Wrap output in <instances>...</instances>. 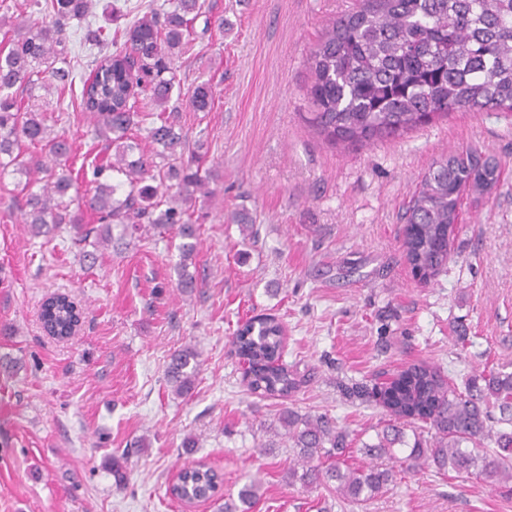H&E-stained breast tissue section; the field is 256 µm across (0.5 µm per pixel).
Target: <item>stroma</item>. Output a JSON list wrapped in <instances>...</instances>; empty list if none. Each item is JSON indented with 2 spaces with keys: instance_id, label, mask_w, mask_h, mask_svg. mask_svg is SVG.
Segmentation results:
<instances>
[{
  "instance_id": "stroma-1",
  "label": "stroma",
  "mask_w": 512,
  "mask_h": 512,
  "mask_svg": "<svg viewBox=\"0 0 512 512\" xmlns=\"http://www.w3.org/2000/svg\"><path fill=\"white\" fill-rule=\"evenodd\" d=\"M164 2L91 0L66 46L74 78L91 70L88 28L115 31ZM200 2L174 68L182 87L210 82L214 106L197 112L175 97L166 106L213 174L195 204L189 270L199 289L177 290L171 233L112 241L92 265L69 231L31 236L16 201L21 175L0 176V356L19 362L13 377L0 375V512H184L167 489L198 461L222 475L227 495L259 479L251 512H512V480L491 485L431 465L363 504L307 488L289 482L295 454L273 435L282 408L325 414L349 434V463L364 465L388 416L349 397L352 385L420 362L461 390L475 375L512 372V113L455 112L395 140L332 147L303 120L307 58L354 0ZM217 16L223 31L205 29ZM52 130L71 143L74 168L113 157L77 107ZM466 150L495 156L500 182L464 198L452 260L420 282L402 252V208L436 160ZM237 212L254 230L233 222ZM55 294L81 312L67 339L41 323ZM258 315L286 330L282 361L301 381L288 398L252 392L232 347ZM187 346L199 372L178 395L164 364ZM114 454L127 457L120 491L104 465Z\"/></svg>"
}]
</instances>
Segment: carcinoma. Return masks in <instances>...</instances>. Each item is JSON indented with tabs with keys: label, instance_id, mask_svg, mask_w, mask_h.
I'll return each instance as SVG.
<instances>
[{
	"label": "carcinoma",
	"instance_id": "carcinoma-1",
	"mask_svg": "<svg viewBox=\"0 0 512 512\" xmlns=\"http://www.w3.org/2000/svg\"><path fill=\"white\" fill-rule=\"evenodd\" d=\"M171 5L169 11L153 10L126 27L115 49L116 38L102 30L91 39L93 68L76 99L82 111L93 115L95 135L115 150L116 162L93 167L88 195L76 198L70 195L79 180L69 164L72 146L51 134L47 108L34 90L54 81L60 94L73 93L62 52L70 22L85 16L90 2L50 0L40 21L18 23L8 48L0 49V175L28 176L19 194L24 223L35 237L47 238L65 224L74 242L98 248L112 243L116 228L123 235L144 224L175 231L181 239L176 288L190 294L198 288L196 277L187 272L198 231L191 208L196 193L207 188L210 172L200 168L187 135L167 120L147 128L154 156L129 159L137 149L129 132L144 121L139 97L158 106L170 100L174 50L188 44L190 14H201L198 0H171ZM309 69L306 94L314 111L305 121L334 147L396 139L460 110L512 112V0H356L328 24L311 52ZM20 92L27 95L25 106ZM187 99L194 111H211V85L191 87ZM29 146L39 152H27ZM36 172L43 177H32ZM108 172L124 180L108 182ZM498 177L499 163L477 152L452 153L424 175L401 221L405 257L425 279L437 277L452 259L448 234L459 219L463 191L482 195ZM83 206L98 215V223L80 222ZM79 319L64 295H53L42 305L41 321L51 336L71 335ZM283 336L284 326L271 316L253 318L232 336L236 354L249 363L252 391L286 398L297 389V379L281 363ZM196 356L186 347L166 364V381L179 395L193 388ZM483 380L486 395L477 397L422 364L372 388L391 423L366 449L387 457L389 466H348V434L336 422L284 408L278 423L302 463V474L293 470L291 476L307 487L335 482L342 495L360 504L395 482L396 464L413 469L429 463L440 472L474 475L492 484L512 480V430L497 432L493 453L481 448L491 431L481 404H497L504 413L500 422L512 427V373L491 372ZM415 420L429 425L433 434L426 439L416 432L410 444L406 428ZM219 483L221 474L199 464L185 470L169 493L188 502L211 500L217 512H249L259 499L260 485L253 480L228 500L218 495Z\"/></svg>",
	"mask_w": 512,
	"mask_h": 512
}]
</instances>
